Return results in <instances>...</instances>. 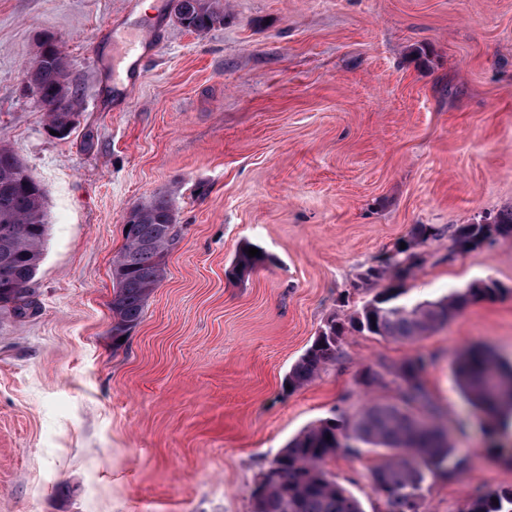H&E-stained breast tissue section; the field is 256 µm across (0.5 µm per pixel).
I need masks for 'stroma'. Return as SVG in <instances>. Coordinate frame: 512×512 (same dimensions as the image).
<instances>
[{"label": "stroma", "mask_w": 512, "mask_h": 512, "mask_svg": "<svg viewBox=\"0 0 512 512\" xmlns=\"http://www.w3.org/2000/svg\"><path fill=\"white\" fill-rule=\"evenodd\" d=\"M221 26L183 29L172 0H0V146L46 191L48 236L26 318L0 311V512H253L251 493L309 425L395 384L368 367L422 353L424 383L468 467L427 477L423 512H462L512 488L481 410L454 369L470 350L512 360V238L451 252L440 237L401 304L479 280L468 304L402 344L346 336L336 362L291 391L290 367L328 318L381 284L360 273L421 224H470L512 207V0H224ZM157 25L128 60L124 34ZM60 39L79 122L46 131L26 66ZM170 200L166 275L120 347L112 263L132 206ZM272 258L248 279L239 250ZM376 450L327 470L381 512Z\"/></svg>", "instance_id": "1"}]
</instances>
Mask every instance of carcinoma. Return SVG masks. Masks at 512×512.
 Instances as JSON below:
<instances>
[{"label": "carcinoma", "mask_w": 512, "mask_h": 512, "mask_svg": "<svg viewBox=\"0 0 512 512\" xmlns=\"http://www.w3.org/2000/svg\"><path fill=\"white\" fill-rule=\"evenodd\" d=\"M174 13L185 29L204 33L224 24L222 0H174ZM68 63L63 52L50 46L47 57L28 75L35 93L45 103L50 126L67 124L75 113V94L60 102L68 85ZM124 244L113 261L112 340L120 338L142 319L144 309L165 275L163 258L175 244V215L163 195L136 204L128 213ZM469 249L475 250L499 238L512 237V208L494 216V230L467 224ZM48 234L46 192L29 173L24 162L7 147H0V309L17 318L27 315L33 283L42 260ZM244 246L233 263V275L250 276L266 263L260 253L251 257ZM421 256L413 252L407 263L384 266L375 276L361 275L365 284L390 280L391 286L377 293L360 310L345 320L326 321L311 346L288 374V385L296 390L311 382L322 369L336 361L345 337L368 333L384 340L414 343L446 326L468 303L494 299L504 289L494 282L451 294L441 300L412 308L395 303L396 284L419 266ZM492 355L485 350L464 357L455 368L463 395L490 418V434L508 435L512 425V366L496 361L498 378L490 375ZM427 359L409 357L394 368L398 379V401H368L354 415L344 411L318 421L288 442L273 460L252 492L253 512H364L361 502L324 468L339 453H354L363 445L381 451L383 461L370 470L373 492L384 512H421L426 473L448 480L464 474L467 459L458 454L443 428L436 423L437 408L423 375ZM464 512H512V489H487L474 494Z\"/></svg>", "instance_id": "1"}]
</instances>
